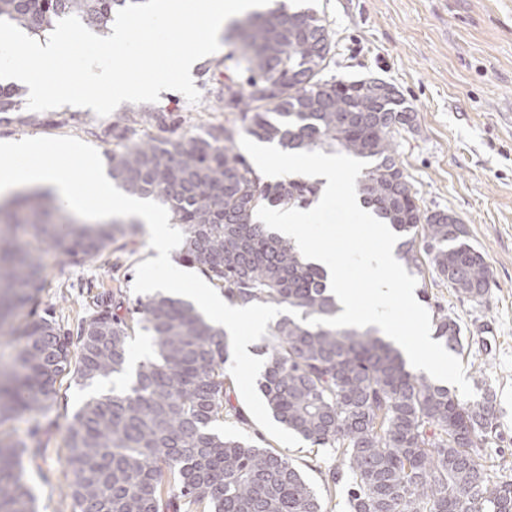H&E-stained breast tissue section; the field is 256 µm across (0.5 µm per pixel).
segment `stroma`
Returning a JSON list of instances; mask_svg holds the SVG:
<instances>
[{
	"mask_svg": "<svg viewBox=\"0 0 512 512\" xmlns=\"http://www.w3.org/2000/svg\"><path fill=\"white\" fill-rule=\"evenodd\" d=\"M323 12L336 44L329 72L375 77L404 95L417 118L396 139L399 157L427 210H447L465 224L472 246L487 258L493 279L486 301L456 296L433 269L424 272L429 313L445 309L456 317L468 342L461 361L468 380L484 377L496 393L498 435L484 445L492 480L512 477V0H312ZM205 57L192 75L200 93L189 103L179 92H162L154 109L170 117L169 133H200L215 116L226 57ZM125 102L110 115L63 106L34 112L20 107L16 120L0 123V140L74 136L105 152L114 126L131 112ZM147 226H140L134 254L118 266L89 261L74 264L46 251V280L37 312L55 317L75 332L91 297L121 279L129 302L138 263L154 256ZM58 400L44 413L23 414L0 432L27 441L35 458H24L26 479L38 512H74L63 462L65 425L88 398V388L71 378L57 383ZM288 456L324 498L328 512H347L344 486L328 487L326 473L336 462L331 449L308 443Z\"/></svg>",
	"mask_w": 512,
	"mask_h": 512,
	"instance_id": "stroma-1",
	"label": "stroma"
}]
</instances>
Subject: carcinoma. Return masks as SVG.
I'll return each mask as SVG.
<instances>
[{
    "instance_id": "carcinoma-1",
    "label": "carcinoma",
    "mask_w": 512,
    "mask_h": 512,
    "mask_svg": "<svg viewBox=\"0 0 512 512\" xmlns=\"http://www.w3.org/2000/svg\"><path fill=\"white\" fill-rule=\"evenodd\" d=\"M144 0H0V19L34 35L75 15L102 34L118 10ZM230 56L241 74L224 76L222 120L187 140L137 136L166 115L126 117L109 175L126 194L168 208L181 227L182 262L196 268L231 304L292 309L261 348L258 380L268 409L312 446L330 448L327 482L346 483L349 512H512V481L490 479L482 447L497 435L494 394L462 402L447 387L409 369L401 352L372 329L310 325L341 311L326 276L293 244L259 223V207H309L319 183L301 177L262 181L239 151L246 134L291 152L342 153L367 162L357 191L400 234L397 256L422 273V258L457 297L480 304L492 272L448 212L420 207L397 159L396 135L415 113L380 78L325 76L334 62L325 16L284 3L232 22ZM21 91L0 85V118L19 111ZM137 222L81 224L66 219L48 192L0 201V334L13 338V362L0 363V425L50 409L66 374L83 383L115 379L112 393L89 398L66 427L64 465L75 512H327L321 495L288 456L215 426L245 415L232 402L225 372L231 341L188 302L160 292L129 308L123 282L93 297L76 338L55 320L16 323L35 304L49 248L69 262L133 253ZM436 335L453 352L462 329L438 310ZM143 331L154 352L128 373V339ZM37 449L0 437V512H36L22 457Z\"/></svg>"
}]
</instances>
